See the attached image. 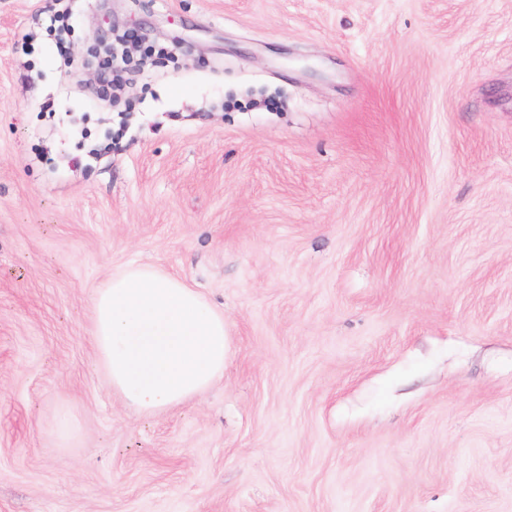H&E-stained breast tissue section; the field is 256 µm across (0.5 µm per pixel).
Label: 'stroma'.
Segmentation results:
<instances>
[{
	"label": "stroma",
	"mask_w": 512,
	"mask_h": 512,
	"mask_svg": "<svg viewBox=\"0 0 512 512\" xmlns=\"http://www.w3.org/2000/svg\"><path fill=\"white\" fill-rule=\"evenodd\" d=\"M63 3L61 53L0 0V512H512V0ZM130 265L224 314L151 416L91 341ZM120 45L122 50L127 51L128 53L132 54L136 51L138 43H134L132 40L126 39L124 36L116 35L114 38V42H108L107 40H102L94 44L93 46H90L85 51V61L88 64L89 60L95 56L103 53H115L116 52V45ZM89 65V64H88Z\"/></svg>",
	"instance_id": "35a3bbf8"
}]
</instances>
